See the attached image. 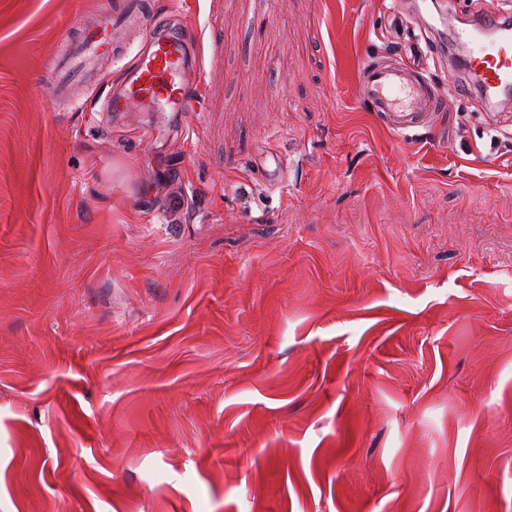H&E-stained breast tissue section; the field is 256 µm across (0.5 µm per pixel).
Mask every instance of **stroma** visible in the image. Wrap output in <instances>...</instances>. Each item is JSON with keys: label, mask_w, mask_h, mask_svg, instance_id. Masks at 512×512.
<instances>
[{"label": "stroma", "mask_w": 512, "mask_h": 512, "mask_svg": "<svg viewBox=\"0 0 512 512\" xmlns=\"http://www.w3.org/2000/svg\"><path fill=\"white\" fill-rule=\"evenodd\" d=\"M407 0H145L185 111L75 100L117 0H0V512H512V112L356 90ZM124 4V10L105 20L100 27L86 29L75 56L66 58L63 55H56L49 60V69L57 74L52 89L54 97L67 96L70 72L74 66L83 64L87 71H92L95 66V55L98 51L103 50L105 45L112 47V53L118 51L121 48V33L124 29L134 24H137L142 30L147 29L150 20L141 12L139 0H128Z\"/></svg>", "instance_id": "1"}]
</instances>
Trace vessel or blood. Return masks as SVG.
Returning a JSON list of instances; mask_svg holds the SVG:
<instances>
[{"mask_svg": "<svg viewBox=\"0 0 512 512\" xmlns=\"http://www.w3.org/2000/svg\"><path fill=\"white\" fill-rule=\"evenodd\" d=\"M407 18L423 31L448 27L446 15L431 14L422 0H416ZM148 24L139 0H126L122 11L101 26L86 29L75 56L57 55L48 62L49 69L57 74L53 96H67L74 66L80 64L93 69L96 53L107 45L120 49L122 31L136 25L148 29L149 35L123 86L105 96L103 111H184L185 90L194 69L190 56L194 34L184 26L162 35L149 30ZM448 29L453 43L467 47L468 71L485 97L487 107L494 111L511 108L512 9L490 11L465 26ZM357 82L369 111L381 113L385 123L400 134L426 125L428 117L439 111L445 99L438 85L395 53H367L359 67Z\"/></svg>", "mask_w": 512, "mask_h": 512, "instance_id": "b4317fda", "label": "vessel or blood"}]
</instances>
